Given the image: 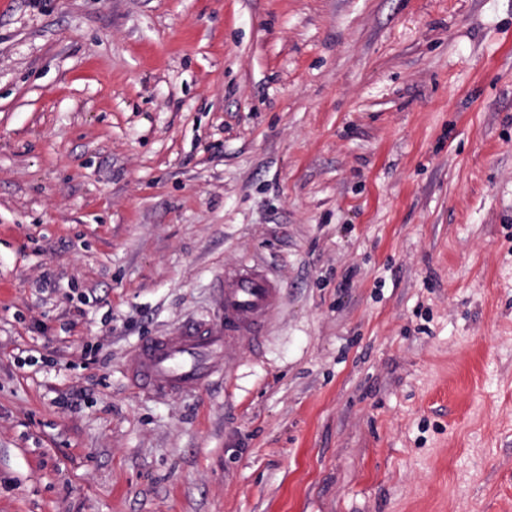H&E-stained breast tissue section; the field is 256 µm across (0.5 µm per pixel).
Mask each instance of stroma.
Wrapping results in <instances>:
<instances>
[{
	"label": "stroma",
	"instance_id": "35a3bbf8",
	"mask_svg": "<svg viewBox=\"0 0 512 512\" xmlns=\"http://www.w3.org/2000/svg\"><path fill=\"white\" fill-rule=\"evenodd\" d=\"M0 512H512V0H0ZM280 302L278 282L259 262L225 268L216 278L212 314L140 342L126 378L136 390L159 398L191 394L219 381L226 353L243 342L257 343Z\"/></svg>",
	"mask_w": 512,
	"mask_h": 512
}]
</instances>
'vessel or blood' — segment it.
<instances>
[{
  "instance_id": "vessel-or-blood-1",
  "label": "vessel or blood",
  "mask_w": 512,
  "mask_h": 512,
  "mask_svg": "<svg viewBox=\"0 0 512 512\" xmlns=\"http://www.w3.org/2000/svg\"><path fill=\"white\" fill-rule=\"evenodd\" d=\"M280 302L278 282L259 262L225 269L216 279L212 314L140 342L125 368L128 381L140 392L166 398L223 379L227 352L258 342Z\"/></svg>"
}]
</instances>
